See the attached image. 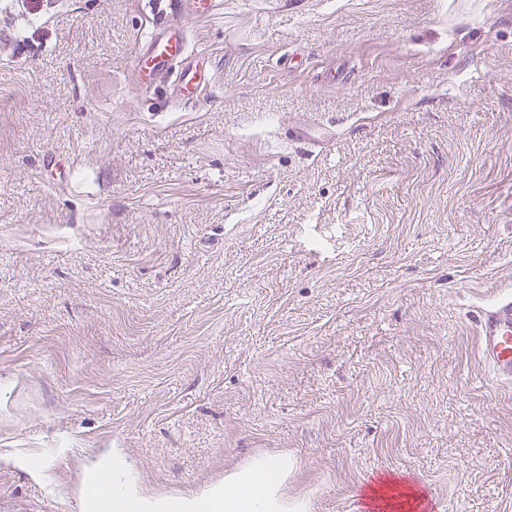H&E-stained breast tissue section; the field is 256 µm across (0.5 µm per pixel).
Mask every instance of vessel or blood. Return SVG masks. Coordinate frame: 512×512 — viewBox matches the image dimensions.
Segmentation results:
<instances>
[{
    "label": "vessel or blood",
    "instance_id": "obj_1",
    "mask_svg": "<svg viewBox=\"0 0 512 512\" xmlns=\"http://www.w3.org/2000/svg\"><path fill=\"white\" fill-rule=\"evenodd\" d=\"M193 54L184 36L180 13L174 8L160 26L149 28L133 70L144 82L171 80L172 97L180 101L198 86L196 74L187 64ZM477 326L486 383L496 387L511 386L512 294L504 293L496 302L482 308L477 316Z\"/></svg>",
    "mask_w": 512,
    "mask_h": 512
}]
</instances>
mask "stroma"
<instances>
[{
  "instance_id": "35a3bbf8",
  "label": "stroma",
  "mask_w": 512,
  "mask_h": 512,
  "mask_svg": "<svg viewBox=\"0 0 512 512\" xmlns=\"http://www.w3.org/2000/svg\"><path fill=\"white\" fill-rule=\"evenodd\" d=\"M204 77L129 70L168 0L0 8V512L207 496L288 463V512H512V0H224ZM309 125L322 146L292 138ZM479 351L486 383L512 385V294L504 293L477 316Z\"/></svg>"
}]
</instances>
